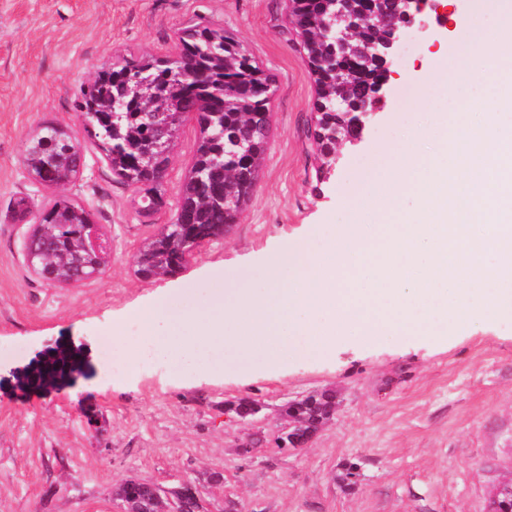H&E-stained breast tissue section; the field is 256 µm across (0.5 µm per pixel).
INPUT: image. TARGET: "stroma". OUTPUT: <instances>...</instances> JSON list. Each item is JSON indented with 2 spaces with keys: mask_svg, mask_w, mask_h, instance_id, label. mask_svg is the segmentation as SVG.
Segmentation results:
<instances>
[{
  "mask_svg": "<svg viewBox=\"0 0 512 512\" xmlns=\"http://www.w3.org/2000/svg\"><path fill=\"white\" fill-rule=\"evenodd\" d=\"M474 4L445 0L424 27L407 30L415 51L390 62L382 108L319 183L306 124L316 88L288 0H0V349L25 348L0 356V512H120L114 491L130 478L167 490L189 480L212 512L228 497L241 512H488L496 487L512 479L511 319L441 341L340 342L324 356L301 350L285 364L180 381L169 361L111 377L100 358L102 337L127 312L159 295L191 302L266 276L264 254L313 243L314 225L344 223L342 200L366 177L373 148L419 117L436 62L468 49L453 17ZM194 25L224 29L271 77V135L232 230L176 274L144 279L134 256L174 221L198 128L182 127L156 186L162 203L146 218L140 191L113 174L77 103L115 62L176 55ZM48 125L83 154L80 171L52 186L25 163ZM58 197L90 212L107 246L101 275L65 285L28 264V240ZM64 340L84 344L86 373L47 394L16 391L14 372ZM325 389L336 394V414L306 447L240 456V439L273 438L284 401ZM239 398L260 402L256 421L225 415V402ZM90 410L97 425L86 421ZM352 463L358 478L347 487L340 476ZM213 471L223 472V485L208 481Z\"/></svg>",
  "mask_w": 512,
  "mask_h": 512,
  "instance_id": "1",
  "label": "stroma"
}]
</instances>
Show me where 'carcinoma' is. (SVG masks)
I'll return each mask as SVG.
<instances>
[{"instance_id": "1", "label": "carcinoma", "mask_w": 512, "mask_h": 512, "mask_svg": "<svg viewBox=\"0 0 512 512\" xmlns=\"http://www.w3.org/2000/svg\"><path fill=\"white\" fill-rule=\"evenodd\" d=\"M360 17L343 46L325 38L322 22L336 11V0H293L290 23L301 40L303 60L314 79L316 96L311 112L313 152L319 163L336 151L337 145L360 132L363 112L379 103L381 85L390 70L360 48L381 41L386 35L384 21L399 19L402 0H354ZM213 39L206 45L186 31L178 58L154 67L150 80L137 91L140 100L118 93L124 83L112 85L117 100L125 101L115 112L112 127L94 123L90 135L105 152L109 164L129 186L151 182L152 173L166 165L168 150L176 132L188 121L196 122L200 136L194 162L180 198L175 224L154 235L134 258L136 272L143 278L158 273L173 274L183 266L192 242L220 236L231 229L242 206L250 199L270 132L271 79L256 65L233 36L222 29H205ZM46 144L34 139L25 161L46 184L56 183L47 165L77 143L65 134ZM151 141L161 145L143 158L140 145ZM69 221L63 238L52 241L42 254L39 274L58 272L66 281L65 267L83 254L85 226L89 213L60 198L42 211L40 224L53 228L59 219ZM87 357L80 346L59 342L25 368L16 380L41 389L60 388L85 372ZM257 402L238 399L224 404V412L237 417L255 410ZM336 413V394L331 390L281 405V415L296 420L300 427L286 439L293 448L311 440L310 429L326 424ZM117 496L127 512H156L160 503L154 493L136 480L118 487Z\"/></svg>"}]
</instances>
